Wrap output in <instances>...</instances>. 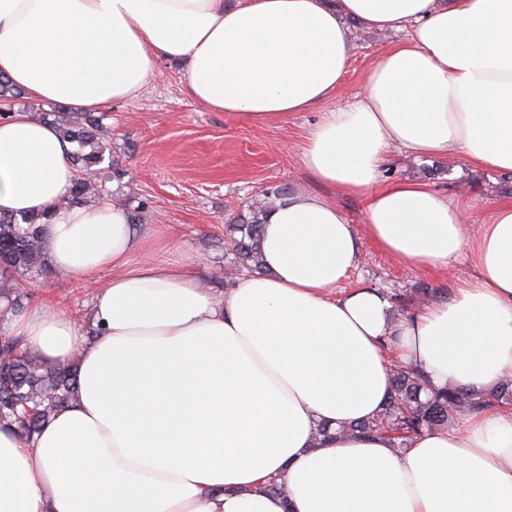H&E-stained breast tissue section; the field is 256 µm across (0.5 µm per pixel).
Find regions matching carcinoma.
Wrapping results in <instances>:
<instances>
[{
	"mask_svg": "<svg viewBox=\"0 0 512 512\" xmlns=\"http://www.w3.org/2000/svg\"><path fill=\"white\" fill-rule=\"evenodd\" d=\"M54 125L64 137L78 144L73 155L79 179L69 190L67 202L80 204L96 190V180L105 160L102 144L106 130L99 117L83 112L76 120L61 124L42 116ZM90 151H85V148ZM289 194L286 186L266 191L262 197L239 213L227 225L226 234L238 271L262 270L260 247L261 216L275 202ZM45 221L40 214L25 215L19 219L0 214V267L10 273V281L0 286V296L11 309L22 307L25 295L17 288L18 276L42 272L47 268L44 252ZM437 301L448 298L442 288L417 289L410 300L414 307L422 299ZM77 369L70 366L51 365L23 348L19 342L0 348V421L10 419L27 437L35 434L57 409L66 405L74 396ZM512 402V379L499 381L487 390L448 384L439 389L430 384L422 373L396 366L391 370L390 395L386 408L378 417L351 424L346 430L361 435L385 434L398 448L407 447L408 441L425 431L455 426L459 419L485 407ZM34 410L28 415L26 409Z\"/></svg>",
	"mask_w": 512,
	"mask_h": 512,
	"instance_id": "obj_1",
	"label": "carcinoma"
}]
</instances>
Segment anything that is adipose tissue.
I'll return each mask as SVG.
<instances>
[{"label":"adipose tissue","mask_w":512,"mask_h":512,"mask_svg":"<svg viewBox=\"0 0 512 512\" xmlns=\"http://www.w3.org/2000/svg\"><path fill=\"white\" fill-rule=\"evenodd\" d=\"M345 15L406 34L300 148L316 182L364 198L365 224L325 195H288L264 216L262 271L221 298L193 261L146 260L169 243L124 204L65 205L74 145L55 126L0 119V213L44 214L54 271L107 276L95 339L43 301L0 327V345L78 364L74 398L39 434L0 424V512H512V410L404 448L345 430L382 413L396 362L438 388L512 377V200L475 224L425 184L380 183L394 149L512 171V0H0V76L94 112L169 60L192 98L262 125L333 97ZM363 233L411 264L463 258L477 275L402 319L374 286L332 298ZM271 477L284 494L266 491Z\"/></svg>","instance_id":"1"}]
</instances>
